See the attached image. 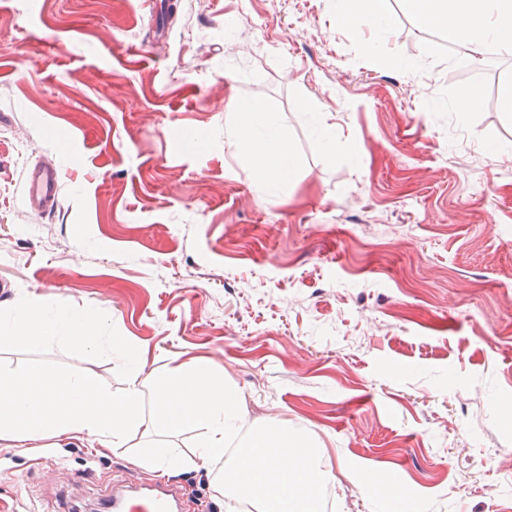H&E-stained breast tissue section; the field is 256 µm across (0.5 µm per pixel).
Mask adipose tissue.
I'll return each instance as SVG.
<instances>
[{
    "label": "adipose tissue",
    "instance_id": "1",
    "mask_svg": "<svg viewBox=\"0 0 512 512\" xmlns=\"http://www.w3.org/2000/svg\"><path fill=\"white\" fill-rule=\"evenodd\" d=\"M422 27H442L470 57L486 46L512 56V0H404ZM339 24L385 32L391 23L387 0H336ZM246 140L242 159L272 177H280L292 156L274 124H255L239 113ZM89 315L65 307L31 303L19 316L0 322V333L20 343L62 338L92 346ZM122 392L102 388L92 375H62L38 367H17L0 375V443L25 445L43 438L89 439L92 447H126L132 432L152 433L139 461L161 475L182 469L217 472L215 492L226 499L245 495L256 512H315L317 491L326 478L319 457L306 437L287 426L259 428L243 449L236 469L248 472L241 484L222 478L224 448L244 424L237 392L222 374L196 357L177 359L157 380L141 364L127 359ZM153 391V407L144 410L145 389ZM192 426L196 441L184 456L161 444L162 436Z\"/></svg>",
    "mask_w": 512,
    "mask_h": 512
}]
</instances>
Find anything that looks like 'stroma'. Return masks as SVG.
Returning <instances> with one entry per match:
<instances>
[{
  "mask_svg": "<svg viewBox=\"0 0 512 512\" xmlns=\"http://www.w3.org/2000/svg\"><path fill=\"white\" fill-rule=\"evenodd\" d=\"M142 2L0 0V319L32 297L104 320L146 373L208 360L247 428L309 437L330 512H371L378 477L416 512H512V58H465L399 0L373 60L336 0H155L158 33ZM246 110L280 127L284 181L240 160ZM40 160L62 169L51 215L24 202ZM18 365L125 386L123 361L59 339L0 338ZM142 443L0 444V512H100L147 475ZM169 480L225 512L212 474Z\"/></svg>",
  "mask_w": 512,
  "mask_h": 512,
  "instance_id": "stroma-1",
  "label": "stroma"
}]
</instances>
